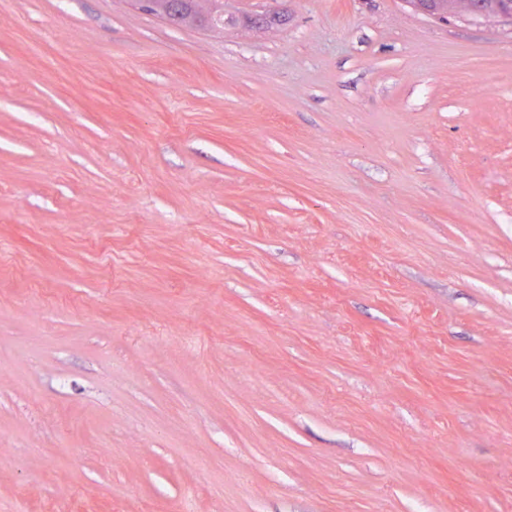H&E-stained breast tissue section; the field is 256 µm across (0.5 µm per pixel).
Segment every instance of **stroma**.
Wrapping results in <instances>:
<instances>
[{
    "label": "stroma",
    "instance_id": "35a3bbf8",
    "mask_svg": "<svg viewBox=\"0 0 512 512\" xmlns=\"http://www.w3.org/2000/svg\"><path fill=\"white\" fill-rule=\"evenodd\" d=\"M273 11L0 0V512H512V26ZM223 1V3L219 2ZM140 7L167 20V15L175 6L174 20L169 23L178 26H191L209 31H224V25L211 27L210 15L213 11L224 10V0H139Z\"/></svg>",
    "mask_w": 512,
    "mask_h": 512
}]
</instances>
